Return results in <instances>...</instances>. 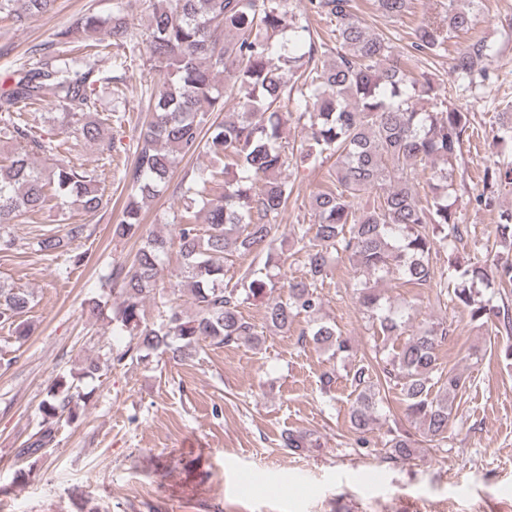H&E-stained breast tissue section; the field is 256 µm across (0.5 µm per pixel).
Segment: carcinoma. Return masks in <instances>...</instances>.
<instances>
[{"mask_svg":"<svg viewBox=\"0 0 512 512\" xmlns=\"http://www.w3.org/2000/svg\"><path fill=\"white\" fill-rule=\"evenodd\" d=\"M55 0H0V18L23 23L29 16L45 14ZM386 17H401L411 0H374ZM310 10L336 19V60L313 63L316 44L302 17L286 9V0H154L146 33L149 61L165 74L155 96L149 119L140 132L141 147L134 165L124 171L133 191L123 219L113 236L138 238L142 245L129 266L112 267L107 282L115 294L112 323L128 333L132 342L110 357L120 365L161 350L184 360L201 342L213 345L255 343L256 326L247 321L241 306L265 297L277 288L273 276L246 272L240 281L224 282L228 257L250 254L272 246L276 217L288 207L292 187L282 177L285 168L308 167L336 158L328 171L329 184L312 197L314 228L297 225L293 246L304 257V277L288 282L287 291L267 305L266 320L279 329L291 327L295 317L312 316L321 306L318 288L332 273L334 261L346 256L353 265L378 279L398 273L416 288H435L436 297H447L466 309L474 321L499 319L505 336L512 338V314L497 311L485 297L493 287L479 262H461L453 256L457 244L468 236L458 223L452 201L454 176L464 137L470 129L469 113L456 107L437 108L441 94L426 75L416 78L401 64L388 38L366 31L353 10L352 0H309ZM104 21L84 14L61 33L69 50L46 51L35 67L12 72L13 86L0 94V142L11 143L0 159V229L14 218H36L58 204H76L87 214L102 206L96 177L69 162H59L46 172L31 162L36 155L53 156L61 144L37 136L22 118L26 105L53 103L61 108L53 120L89 142L104 136L108 113L91 117V97L97 82L96 61L81 47L103 50L97 38ZM475 25V14L448 0V22H420L414 30L412 49L435 56L461 31ZM107 36L122 45L129 23L122 11L112 15ZM494 55L484 40L470 42L456 51L451 68L457 78L472 85L485 79ZM237 92L235 118L211 123L214 112L226 111L227 99L217 76ZM296 96L304 109L310 137L305 148L288 152L282 128L292 113L281 102ZM204 150L222 162L219 170L203 168L185 174L175 188L182 201L173 232L143 233L141 204L164 194L173 173L187 156ZM431 169L430 191L420 198L415 177L408 167ZM512 176V154L504 155L484 170L483 191L476 196L489 205ZM381 189L379 200L368 208L354 207L367 190ZM206 212L205 225L198 214ZM497 236L512 243V210L501 212ZM38 250L66 266H77L81 254L68 255L63 239L42 234ZM177 249L181 265L176 286L192 295L189 315L172 300L163 303L150 320L146 302L156 298L164 276V257ZM448 255L438 266L433 257ZM360 306L384 336H400L410 315L383 307L381 297L368 281L354 284ZM30 303L24 288L0 283V324L14 327L18 337L30 328L17 318ZM312 340L332 350V357L353 351L350 340L330 323H317ZM448 338L442 322L418 326L403 348L376 364L361 365L353 373L357 392L350 409L352 427L364 433L377 419L381 389L400 386L406 416L423 427L426 441L448 439L453 403L466 388L467 377L441 368L438 349ZM100 365L91 361L82 372L52 384L41 403L42 428L22 449L33 455L53 440L62 423L77 415L82 398L79 383L92 378ZM385 446L392 460L409 459L418 447L413 436L395 426Z\"/></svg>","mask_w":512,"mask_h":512,"instance_id":"carcinoma-1","label":"carcinoma"}]
</instances>
